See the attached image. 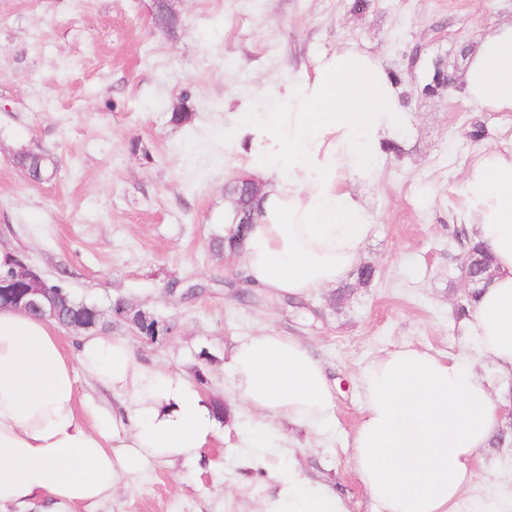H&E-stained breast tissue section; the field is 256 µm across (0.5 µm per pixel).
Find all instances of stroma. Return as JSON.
<instances>
[{
  "instance_id": "35a3bbf8",
  "label": "stroma",
  "mask_w": 512,
  "mask_h": 512,
  "mask_svg": "<svg viewBox=\"0 0 512 512\" xmlns=\"http://www.w3.org/2000/svg\"><path fill=\"white\" fill-rule=\"evenodd\" d=\"M172 0L180 23L155 25L156 0H0V250L37 267L78 302L96 306L99 334L126 338L149 364L182 375L208 401L229 403L224 356L234 341L272 328L299 337L334 386L335 419L317 430L284 424L305 476L336 486L350 512H373L351 458L362 393L358 377L384 352L411 345L476 358L457 317L454 230L466 221L457 187L482 145L512 137L495 112L465 104L457 89L425 96L437 60L512 20V0ZM355 45L396 73L414 121L395 133L401 157L346 182L373 216L359 264L300 302L258 289L237 298L241 258L218 250L225 189L246 172L226 152L224 128L239 99L259 112L272 86L322 53ZM182 105L187 123L170 120ZM483 123L474 142L468 132ZM42 152L55 175L33 181L18 155ZM123 300L127 313L113 311ZM169 326L148 336L131 314ZM241 448L215 438L199 458L155 461L129 475L111 500L77 512H238L270 489ZM485 486L512 481V443L487 448Z\"/></svg>"
}]
</instances>
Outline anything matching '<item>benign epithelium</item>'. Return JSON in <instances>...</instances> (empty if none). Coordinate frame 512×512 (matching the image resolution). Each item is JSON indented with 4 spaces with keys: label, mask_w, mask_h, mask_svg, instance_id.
<instances>
[{
    "label": "benign epithelium",
    "mask_w": 512,
    "mask_h": 512,
    "mask_svg": "<svg viewBox=\"0 0 512 512\" xmlns=\"http://www.w3.org/2000/svg\"><path fill=\"white\" fill-rule=\"evenodd\" d=\"M0 308L53 319L69 308V299L61 289L49 286L34 267L18 261L7 277H0Z\"/></svg>",
    "instance_id": "benign-epithelium-1"
}]
</instances>
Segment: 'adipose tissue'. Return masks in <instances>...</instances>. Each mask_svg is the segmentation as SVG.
<instances>
[{"label": "adipose tissue", "mask_w": 512, "mask_h": 512, "mask_svg": "<svg viewBox=\"0 0 512 512\" xmlns=\"http://www.w3.org/2000/svg\"><path fill=\"white\" fill-rule=\"evenodd\" d=\"M460 95L481 111L512 114V22L476 41ZM275 96L278 112L239 101L224 147L244 152L248 174L265 184L264 216L240 248L243 276L252 287L303 298L354 265L373 217L341 184L367 180L385 137L408 128L413 115L392 74L352 46L314 58ZM458 193L471 237L493 259L468 331L496 375L411 346L364 368L351 460L375 512H512V487L487 489L475 467L512 406V144L477 151ZM81 372L118 406L80 394ZM224 372L237 405L259 417L240 445L270 467L275 491L260 512H349L346 498L301 477L295 463H269L281 422L322 427L334 410L329 378L307 345L267 329L237 339ZM216 430L196 386L141 362L124 338L88 334L69 356L52 321L0 310V506L97 505L148 461L196 459Z\"/></svg>", "instance_id": "adipose-tissue-1"}]
</instances>
